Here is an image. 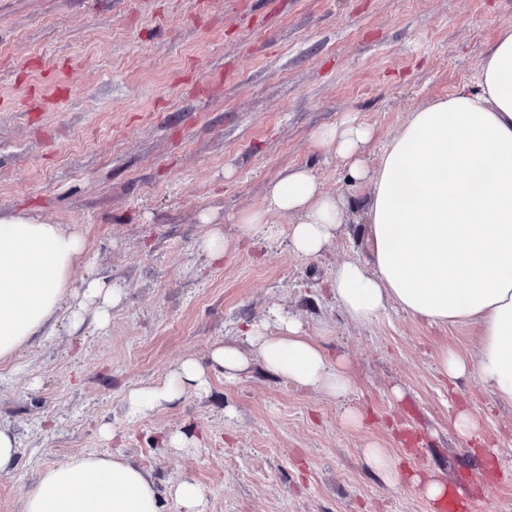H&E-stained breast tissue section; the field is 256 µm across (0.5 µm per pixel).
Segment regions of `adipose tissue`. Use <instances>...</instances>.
Segmentation results:
<instances>
[{"instance_id": "1", "label": "adipose tissue", "mask_w": 512, "mask_h": 512, "mask_svg": "<svg viewBox=\"0 0 512 512\" xmlns=\"http://www.w3.org/2000/svg\"><path fill=\"white\" fill-rule=\"evenodd\" d=\"M370 127L349 117L319 131L316 146L341 160L351 179L369 183L360 205L366 256L337 266L331 289L354 321L374 320L388 307L433 324L474 327L464 356L444 350L443 375L477 376L497 403L512 407V26L502 27L475 82L410 112L377 163L367 148ZM297 215L293 251L319 255L347 227L348 205L322 190L310 170L283 173L267 206L241 213L238 224L258 233L269 212ZM79 229L44 224L26 213L0 216V360L14 356L60 312L71 327L94 305L106 324L121 289L95 277L72 280L85 253ZM246 342L263 366L302 388L343 400L353 379L301 322L249 325ZM249 360L235 344L215 346L209 366L188 358L162 382L131 390L126 410L144 417L187 394L208 392L210 373L239 379ZM22 512H160L155 482L119 454H84L43 470L23 496Z\"/></svg>"}]
</instances>
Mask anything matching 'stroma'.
<instances>
[{
    "instance_id": "stroma-1",
    "label": "stroma",
    "mask_w": 512,
    "mask_h": 512,
    "mask_svg": "<svg viewBox=\"0 0 512 512\" xmlns=\"http://www.w3.org/2000/svg\"><path fill=\"white\" fill-rule=\"evenodd\" d=\"M507 24L512 0H0V213L78 227L89 272L123 293L106 325L60 317L0 361V426L20 443L0 512H21L42 470L112 452L151 476L160 512H181L168 490L185 479L205 512H434L416 473L469 512H512V408L476 376L439 372L475 329L394 308L354 322L330 283L363 258L357 235L307 258L288 246L296 216L269 213L251 237L236 222L298 167L356 222L370 189L317 131L356 116L378 159L409 112L474 81ZM215 227L231 244L218 262L196 246ZM277 311L344 357L345 400L269 373L248 346L236 382L215 372L207 394L127 417L130 390ZM348 407L362 427L343 424ZM461 408L480 419L473 438L453 427ZM176 432L191 448L162 446ZM372 442L399 460L400 483L367 462ZM411 481L417 485H420L424 494L433 501H444L448 496V485L434 477L428 475L426 477L414 476Z\"/></svg>"
}]
</instances>
